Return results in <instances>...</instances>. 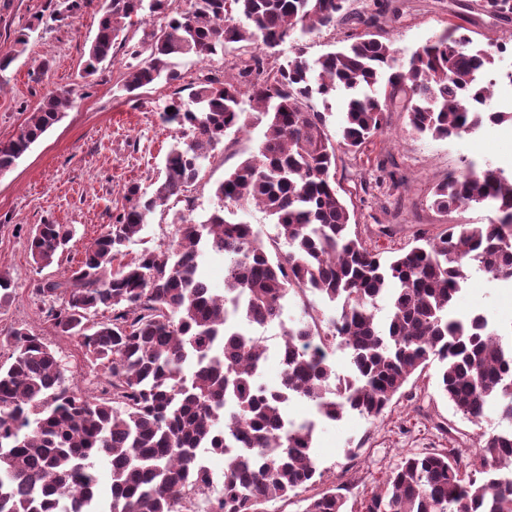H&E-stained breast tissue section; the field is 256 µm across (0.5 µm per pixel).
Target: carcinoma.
I'll return each instance as SVG.
<instances>
[{
	"instance_id": "cac0c4a2",
	"label": "carcinoma",
	"mask_w": 512,
	"mask_h": 512,
	"mask_svg": "<svg viewBox=\"0 0 512 512\" xmlns=\"http://www.w3.org/2000/svg\"><path fill=\"white\" fill-rule=\"evenodd\" d=\"M170 0H104L85 59L90 77L112 61L131 28L157 19L151 39L128 48L134 62L120 91L136 96L160 82L175 87L161 117L179 136L165 157V179L152 192L127 186L134 203L85 246L62 281L35 288L54 331L101 366L102 396L66 384L61 357L22 326L0 329L11 350L0 364V512H265L324 481L314 457L315 424L281 432L290 400L310 402L316 419L347 412L377 418L417 371L438 365V390L479 427L494 411L507 427L482 433L473 450L405 454L361 512H512V481L499 478L512 461V340L491 336L481 315L454 314L457 293L479 263L494 279L512 281V176L490 164L468 163L431 191L430 207L489 208L487 224H451L436 239L383 256L353 229L355 214L336 187V152L355 154L388 126L398 97L408 126L433 140L460 137L485 120L477 75L512 42L474 44L453 26L398 64L380 33L383 6L347 12V0H190L186 16ZM482 15L512 23V0H479ZM355 21L345 44L314 62L296 35ZM20 31L0 52L6 71L29 42ZM281 62L268 53L285 42ZM238 51L223 67L202 71L181 96L176 60L199 61ZM345 91L339 138L311 105ZM248 96L253 111L245 112ZM74 88L47 92L19 133L0 142V168L16 164L64 112ZM173 112H167V109ZM265 124L255 154L217 184L220 202L206 219L174 223L171 248L143 249L125 262L157 207L194 184L224 139ZM257 206L277 234L263 240L224 210ZM75 235L69 224H39L28 238L33 262L50 266ZM224 258V294L209 288L205 259ZM295 296L301 316L284 318ZM388 299L385 320L377 302ZM14 300L0 272V310ZM255 327L274 328L287 352L280 384L266 386L260 369L269 347ZM348 352L352 374L336 382L332 356ZM224 456L216 490L204 461ZM112 472L108 496L98 463ZM303 512H347L336 487L310 497Z\"/></svg>"
}]
</instances>
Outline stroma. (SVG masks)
I'll use <instances>...</instances> for the list:
<instances>
[{
    "label": "stroma",
    "mask_w": 512,
    "mask_h": 512,
    "mask_svg": "<svg viewBox=\"0 0 512 512\" xmlns=\"http://www.w3.org/2000/svg\"><path fill=\"white\" fill-rule=\"evenodd\" d=\"M396 0L397 18L383 26L400 61L449 23L476 31L480 43L512 33L508 25L489 21L474 10L475 0ZM103 0H84L76 15L56 16L49 0H0V46L11 44L16 31L40 17L27 50L0 73V142L16 136L29 112L41 103L48 89L74 87L79 97L62 120L50 129L13 170L0 176V270L8 271L15 290L12 304L0 311V328L23 325L42 336L70 370L87 395H97L93 381L100 368L69 339L57 336L39 309L34 288L47 280L64 278L82 258L83 247L112 221L129 201L131 183L149 187L165 177L164 159L174 142L175 130L165 124L157 107L169 93L157 84L138 97L121 95L129 57L117 48L116 64L83 78L84 53L95 37ZM33 23V22H32ZM51 67L37 74L40 61ZM264 125L255 124L229 136L214 151L198 180L186 194L191 203L187 217L200 221L217 207L215 185L256 150ZM392 161L405 181L390 193L376 188L382 173L378 160ZM472 162L512 168V125L498 124L458 139L435 141L413 133L404 112L394 110L386 130L357 155L339 154L336 180L347 205L354 210L358 231L368 247L382 255L414 244L416 238L433 239L451 224H484L490 209H459L441 214L429 206V195L450 171ZM176 203L157 208L140 241L128 248L129 256L142 249L166 247L176 241L173 225ZM70 224L76 235L68 249L48 267L33 263L27 236L44 222ZM457 316L484 314L500 325L512 324V282L491 279L474 270L457 294ZM496 414L474 426L455 414L437 389V368L415 374L403 394L376 419L349 413L336 422L320 421L315 431V456L332 482L348 488V506L360 503L407 452L448 447L457 441L475 447L480 432L499 430Z\"/></svg>",
    "instance_id": "35a3bbf8"
}]
</instances>
